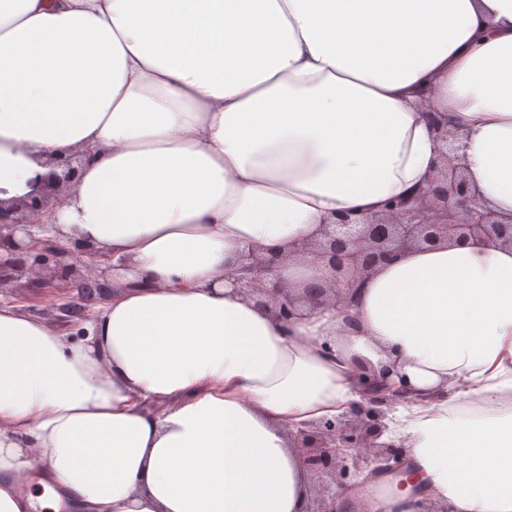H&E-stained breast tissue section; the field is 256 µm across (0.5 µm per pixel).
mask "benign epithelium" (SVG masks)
<instances>
[{
	"label": "benign epithelium",
	"mask_w": 512,
	"mask_h": 512,
	"mask_svg": "<svg viewBox=\"0 0 512 512\" xmlns=\"http://www.w3.org/2000/svg\"><path fill=\"white\" fill-rule=\"evenodd\" d=\"M437 150L442 166L433 173L430 183L414 201L395 200L382 217L354 219L340 214L336 222L326 225L323 241L311 247L317 259L327 262L332 272L328 285L311 283L301 298H294L282 286L268 289L264 281L277 277L282 256L261 257L249 254L245 271L249 280L240 277V287L253 293L268 294L278 304V315L284 321L298 314L304 305H315L328 297H340V289L350 288L355 278L371 272L376 266L396 259L414 247H436L444 242L461 243L488 239L512 243V222L491 212L468 207L477 193L464 176V160L448 155V122L440 117L433 121ZM63 173L50 172L39 183L29 184L30 191L13 200L9 209L0 204V243L11 244L10 255L0 256V278L26 265L29 254L37 253L42 261L62 264L72 256L59 249L41 252L42 242L27 243L15 239V232L31 223L30 213L43 210L49 202L73 185L75 175L71 159L56 161ZM411 402L405 386H395L382 373L369 376L364 402L336 421H327L293 435L295 447L302 452L304 467L318 478L339 476L343 481L356 478L363 468L376 464L379 471H393L400 464L401 446L380 441L387 430V411ZM306 512H344L336 501V493L320 492L314 507Z\"/></svg>",
	"instance_id": "1"
}]
</instances>
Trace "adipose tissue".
<instances>
[{
  "label": "adipose tissue",
  "instance_id": "adipose-tissue-1",
  "mask_svg": "<svg viewBox=\"0 0 512 512\" xmlns=\"http://www.w3.org/2000/svg\"><path fill=\"white\" fill-rule=\"evenodd\" d=\"M434 114L512 217V0H0V198L83 154L15 237L120 282L81 340L0 304V478L42 465L75 512H304L290 434L386 370L414 391L401 512H512V244L406 250L287 322L233 284L252 250L328 279L324 224L426 188Z\"/></svg>",
  "mask_w": 512,
  "mask_h": 512
}]
</instances>
